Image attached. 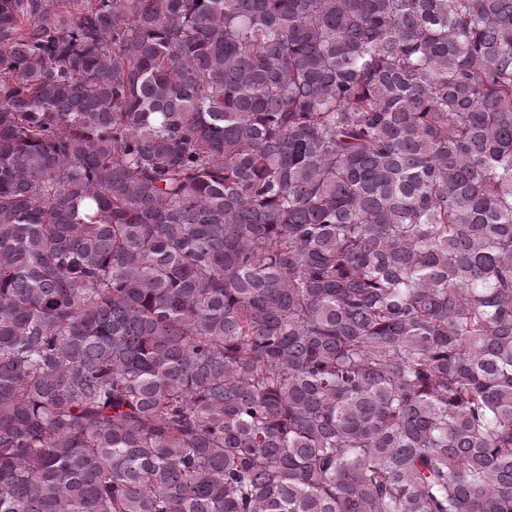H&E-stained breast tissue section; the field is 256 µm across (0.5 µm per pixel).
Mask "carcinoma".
I'll return each mask as SVG.
<instances>
[{"label": "carcinoma", "instance_id": "obj_1", "mask_svg": "<svg viewBox=\"0 0 512 512\" xmlns=\"http://www.w3.org/2000/svg\"><path fill=\"white\" fill-rule=\"evenodd\" d=\"M0 512H512V0H0Z\"/></svg>", "mask_w": 512, "mask_h": 512}]
</instances>
